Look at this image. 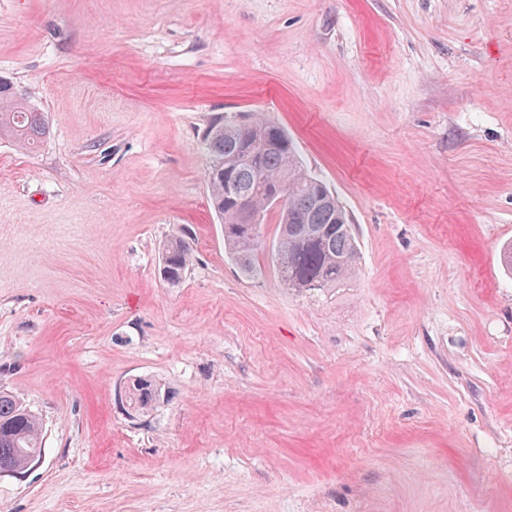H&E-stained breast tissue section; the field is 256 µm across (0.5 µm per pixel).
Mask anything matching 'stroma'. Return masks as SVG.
<instances>
[{"instance_id": "stroma-1", "label": "stroma", "mask_w": 512, "mask_h": 512, "mask_svg": "<svg viewBox=\"0 0 512 512\" xmlns=\"http://www.w3.org/2000/svg\"><path fill=\"white\" fill-rule=\"evenodd\" d=\"M1 77L51 135L0 140V389L44 448L0 512H512V0H0ZM235 112L344 206L343 285L281 283L273 211L258 278L225 252ZM193 261L194 247L190 240L180 235L170 237L160 250V274L163 281L171 286L181 284ZM125 395L129 407L138 414L148 413L163 398L161 385L146 378L130 380L125 387Z\"/></svg>"}]
</instances>
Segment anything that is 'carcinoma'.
<instances>
[{
  "label": "carcinoma",
  "mask_w": 512,
  "mask_h": 512,
  "mask_svg": "<svg viewBox=\"0 0 512 512\" xmlns=\"http://www.w3.org/2000/svg\"><path fill=\"white\" fill-rule=\"evenodd\" d=\"M246 131L227 130L217 117L203 135L208 156L207 187L210 207L224 226V247L242 275L260 274L257 254L260 235L246 223L236 203L224 191L229 177L236 192L255 211L271 210L269 199L288 194L278 211L279 240L275 262L288 287L297 291L332 288L354 271L358 248L354 233L346 230V211L327 186L303 165L288 130L264 115H246ZM48 132L45 113L32 106L11 83L0 79V139L22 148L42 140ZM160 274L171 286L181 284L193 265L194 247L184 236L167 239L160 250ZM126 401L138 414L152 410L163 398L154 380L132 379ZM40 418L11 391L0 390V471L21 474L42 459Z\"/></svg>",
  "instance_id": "carcinoma-1"
}]
</instances>
